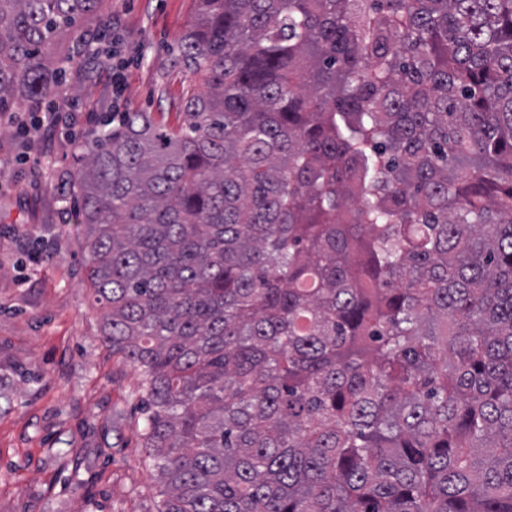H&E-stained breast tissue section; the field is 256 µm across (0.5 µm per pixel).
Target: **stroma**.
<instances>
[{"label": "stroma", "instance_id": "35a3bbf8", "mask_svg": "<svg viewBox=\"0 0 512 512\" xmlns=\"http://www.w3.org/2000/svg\"><path fill=\"white\" fill-rule=\"evenodd\" d=\"M195 0H103L82 23L89 55L67 68L53 102L60 126L40 138L0 123V512H160L140 432L138 371L100 334L75 221L79 147L112 109L117 41L124 107L181 125L201 81L172 51Z\"/></svg>", "mask_w": 512, "mask_h": 512}]
</instances>
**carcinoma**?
<instances>
[{
	"label": "carcinoma",
	"instance_id": "obj_1",
	"mask_svg": "<svg viewBox=\"0 0 512 512\" xmlns=\"http://www.w3.org/2000/svg\"><path fill=\"white\" fill-rule=\"evenodd\" d=\"M100 2L0 0V112ZM196 2L73 185L161 512H512V0Z\"/></svg>",
	"mask_w": 512,
	"mask_h": 512
}]
</instances>
